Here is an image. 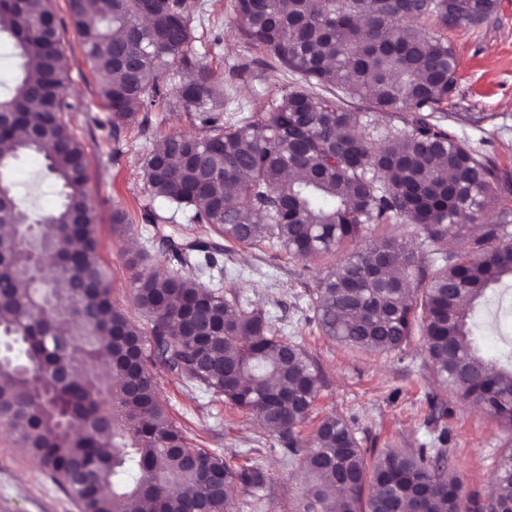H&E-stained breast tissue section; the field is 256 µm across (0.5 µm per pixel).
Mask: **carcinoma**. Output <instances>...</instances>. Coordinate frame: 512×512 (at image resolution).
Segmentation results:
<instances>
[{
    "mask_svg": "<svg viewBox=\"0 0 512 512\" xmlns=\"http://www.w3.org/2000/svg\"><path fill=\"white\" fill-rule=\"evenodd\" d=\"M85 57L102 77L100 96L117 130L176 92L199 120L198 135H168L145 158L153 198L234 245L278 242L298 259L363 242L372 224L419 226L435 270L416 283L419 261L396 239L373 238L323 271L316 319L327 336L358 351L390 353L417 324L436 377L451 399L472 400L512 427V368L473 345L474 303L512 278V226L484 224L466 253L452 249L463 224L512 194L496 161L433 122L456 90V58L433 20L474 28L500 0H238L245 36L304 84L285 90L254 120L216 113L214 74L188 51L190 0H157L151 32L137 30L140 0H68ZM22 59L0 84V423L36 457L81 512H233L230 488L261 486L258 469L231 465L186 432L161 402L160 365L239 409L260 416L307 485L304 512H459L461 483L444 448L391 449L367 457L347 420L327 416L312 448L300 427L321 384L303 345L278 336L262 310L185 276L195 262L218 267L200 238L166 235L170 263L144 274L127 260L135 305L151 338L112 299L97 259L89 153L71 132L62 95L65 65L49 0H0V42ZM332 85L381 113L404 112V131H368L363 115L313 92ZM42 155L62 201L34 219L10 177L21 154ZM112 357L104 371L100 358ZM75 370L66 383L57 373ZM495 492L467 512H512V451L499 462Z\"/></svg>",
    "mask_w": 512,
    "mask_h": 512,
    "instance_id": "cac0c4a2",
    "label": "carcinoma"
}]
</instances>
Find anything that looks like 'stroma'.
<instances>
[{"label":"stroma","instance_id":"stroma-1","mask_svg":"<svg viewBox=\"0 0 512 512\" xmlns=\"http://www.w3.org/2000/svg\"><path fill=\"white\" fill-rule=\"evenodd\" d=\"M500 3L498 13L481 26L446 29L430 23L426 29L447 39L457 60L456 91L444 108L441 126L495 158L512 175V0ZM192 4L193 48L224 87L225 120L264 111L288 87L300 84L298 74L283 70L246 39L236 0ZM50 7L67 63L69 127L89 151L87 189L96 213L98 257L112 282L114 300L145 330L148 316L134 305L127 257L129 252L146 250L151 267L165 264L166 257L159 243L151 242L152 227L141 220L140 209L153 204L169 229L189 226L190 220L188 213L152 200L142 166L159 137L197 133L198 123L172 90L156 106L140 110L134 123L113 128L99 97L101 78L84 56L67 0H51ZM12 179L18 196L35 213L58 206L60 188L47 176L41 156L21 155ZM118 209L128 214L131 228L113 224L112 214ZM335 261L332 255L298 259L280 245L264 243L236 248L223 270L198 274L188 266L184 272L197 274L209 287L237 292L269 315L278 335L303 343L322 377L315 410L301 428L305 439L314 437L323 418L336 414L348 420L361 447L377 454L431 445L444 431L448 460L464 496L487 499L500 456L512 445V429L473 404L456 403L449 415L432 411L430 401L441 388L421 335H413L402 350L383 354L358 352L324 335L315 317L317 276ZM507 308L512 311L511 280L488 289L474 312V332L487 355L512 351V314H503ZM155 375L161 400L194 447L233 462L248 459L263 472V488L235 487L236 512H303V479L289 470L281 445L254 415L201 387L186 386L163 367H156ZM0 512H81L1 425Z\"/></svg>","mask_w":512,"mask_h":512}]
</instances>
